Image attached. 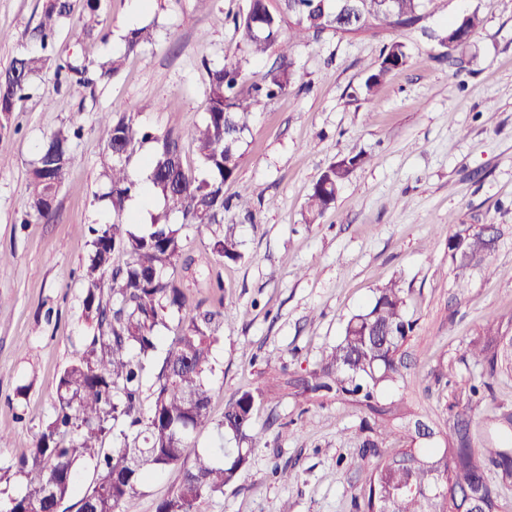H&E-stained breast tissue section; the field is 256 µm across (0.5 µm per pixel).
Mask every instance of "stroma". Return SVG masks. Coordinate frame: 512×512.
Here are the masks:
<instances>
[{"instance_id":"35a3bbf8","label":"stroma","mask_w":512,"mask_h":512,"mask_svg":"<svg viewBox=\"0 0 512 512\" xmlns=\"http://www.w3.org/2000/svg\"><path fill=\"white\" fill-rule=\"evenodd\" d=\"M42 0H0V68L36 26ZM245 0H104L108 42L87 36L85 0L59 29L57 50L98 62L119 57L112 79L93 88L57 90L53 71L34 78L10 128L0 131V432L10 445L0 461V503L25 488L13 466L28 454L52 412L61 371L93 332L80 277L90 245L87 224L108 219L102 196L111 159L92 126L121 105L140 123L181 138L197 166L193 134L208 109L206 66L234 54L248 82L261 81L276 53L251 57L231 18ZM481 23L453 61L439 60L432 35L457 18ZM153 25L154 40L124 54L121 37ZM400 43L408 59L375 96L362 90L383 49ZM294 80L265 101L243 136L236 180L224 186L237 207L226 213L245 254L215 263L208 233L182 229L196 259L197 279H184L187 309L203 306L226 319L212 346L209 417L185 452V463L216 444L224 408L244 389H263L254 423L266 446L203 512H352L368 475L357 466V434L365 410L333 394L311 399L288 387L315 368L339 342L350 317L374 301L378 288H403L413 331L405 351L411 368L380 402L403 401L435 431L442 446L453 420V390L479 382L483 368L468 354L488 327L512 329V0H428L415 28L305 38L291 51ZM72 165L51 221H25L28 176L46 137L73 122ZM350 152L367 162L340 188L316 223L304 202L321 173ZM252 212L254 222L241 220ZM499 226L494 251L459 269L448 239L481 225ZM221 280L223 289L212 288ZM512 411V374L498 376L493 396L475 412L477 443L496 438L500 410ZM287 466L291 479L271 475ZM181 466L146 482L133 512H155L178 486Z\"/></svg>"}]
</instances>
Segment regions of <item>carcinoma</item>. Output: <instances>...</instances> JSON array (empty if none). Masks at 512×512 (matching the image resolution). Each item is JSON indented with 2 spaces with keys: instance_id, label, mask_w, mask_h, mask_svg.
Here are the masks:
<instances>
[{
  "instance_id": "obj_1",
  "label": "carcinoma",
  "mask_w": 512,
  "mask_h": 512,
  "mask_svg": "<svg viewBox=\"0 0 512 512\" xmlns=\"http://www.w3.org/2000/svg\"><path fill=\"white\" fill-rule=\"evenodd\" d=\"M424 0H356L339 12L329 13L321 0H280L277 9L269 0H247L233 18L242 30L248 52L263 56L275 48L279 62L262 82L243 93V66L238 59L207 69L209 108L196 129L194 143L200 167L184 164L179 136L159 133L139 124L120 106L102 112L93 129L112 159L107 193L112 222L87 227L91 252L83 271L86 283L84 308L93 322V334L80 354L61 372L54 396V413L35 437L29 454L21 460L26 477L24 492L11 497L7 512H60L73 498L76 512H128L130 504L151 476L182 462L185 448L208 421L209 389L204 375L209 370L216 323L224 322L219 310L206 309L186 315L165 349L151 387V404L143 410L144 361L162 345L158 329L173 311H181L185 294L181 282L192 271L181 227L203 226L210 231L207 248L222 263L244 258L234 225L224 223L230 200L224 184L236 179L243 158V134L264 99L286 91L293 83L289 51L294 44L325 31L354 33L378 28L416 25ZM69 0H45L43 14L30 41L38 47L19 50L8 67L0 70V127H8L16 102L28 94L31 78L54 68L58 84H97L118 70L116 60L93 64L77 55L62 60L54 55L57 29L69 18ZM480 24L477 13L463 17L440 34L448 40L443 56L454 57ZM288 27V39L282 38ZM153 41L148 26L129 29L123 35L124 51L136 52ZM404 46L385 48L378 69L365 80L372 96L385 76L406 63ZM83 127L60 130L40 150L31 170L29 216L48 222L56 195L72 163L70 141ZM152 143L146 158L147 186L133 180L128 163L137 147ZM364 163L358 153L346 155L322 172L306 202L304 218L313 224L335 201L339 188ZM163 201L144 231L131 228L128 201L143 189ZM181 217V225L170 215ZM480 232L466 237L462 249L448 240V255L459 268L482 262L493 248ZM125 257L123 263L116 256ZM406 316L403 289L394 284L379 289L373 305L354 314L340 342L295 385L313 395L349 396L374 418L363 426L358 457L373 461L370 473L354 497V512H499L500 488L489 478L490 468L501 478L512 479V412H504L498 424L506 432L502 444L479 448L475 444L471 413L492 393L491 384L460 389L448 444L426 448L416 425L407 424L403 445L385 444L390 425L410 417L402 406L382 404L377 394L403 376L404 347L412 332ZM470 355L482 364L488 378L512 371V336L490 329L471 344ZM264 393L245 390L224 410V435L243 443L241 448H209L183 469L178 488L156 506L155 512H201L202 504L234 483L249 464L251 452L261 447L262 436L253 415ZM94 465V478L78 490L80 467ZM437 483L440 494L428 492Z\"/></svg>"
}]
</instances>
